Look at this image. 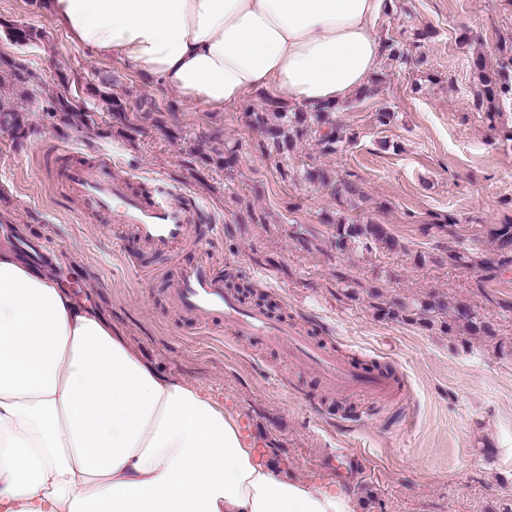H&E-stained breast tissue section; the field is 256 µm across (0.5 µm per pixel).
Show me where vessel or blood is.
I'll use <instances>...</instances> for the list:
<instances>
[{
    "instance_id": "1",
    "label": "vessel or blood",
    "mask_w": 512,
    "mask_h": 512,
    "mask_svg": "<svg viewBox=\"0 0 512 512\" xmlns=\"http://www.w3.org/2000/svg\"><path fill=\"white\" fill-rule=\"evenodd\" d=\"M65 178L71 191L89 209L111 213L113 223L130 225L147 248L172 254L188 244L196 247L198 260L181 268L170 291L174 306L195 325L207 328L222 323L236 336H262L285 342L295 363L316 371L332 387L385 399L397 397L396 385L383 375L361 374L339 361L326 344L313 341L263 310L244 306L212 271L210 236L218 232V225H210L208 233H201L200 209L184 195L165 190L144 198L130 193L126 182L113 177L108 165L94 174L71 166L66 169Z\"/></svg>"
}]
</instances>
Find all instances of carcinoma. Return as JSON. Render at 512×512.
<instances>
[{"instance_id": "cac0c4a2", "label": "carcinoma", "mask_w": 512, "mask_h": 512, "mask_svg": "<svg viewBox=\"0 0 512 512\" xmlns=\"http://www.w3.org/2000/svg\"><path fill=\"white\" fill-rule=\"evenodd\" d=\"M9 38L15 42H40L44 32L21 27L10 20H0ZM507 60L501 61L498 69L488 70L483 60L478 58L474 67L481 89L477 94L476 106L485 110L491 127H496L501 116L500 103L512 100V46L502 47ZM0 73L8 74L14 81L27 84L33 78L23 60L19 57L0 55ZM117 83L113 75L97 77V83L89 84L87 93L102 101L107 111L119 119L125 118L126 106L112 92ZM53 111L69 114L77 111L75 100L68 90L60 91L53 97ZM331 108L324 107L314 112L291 109L286 105H266L260 111L249 113L251 123L263 130L266 141L262 144L264 152L280 153L285 146L292 144L305 132L311 130L317 134L316 147L322 155L336 153L343 143L357 139V133L345 125L329 120ZM273 114L279 124L271 125L268 114ZM21 127L18 110L8 99L0 98V130H16ZM336 201L349 210L358 208V202L364 194L357 181L342 178L333 186ZM322 223L333 228L336 253L343 256H355L366 262L372 259L379 249L394 250L400 247L398 240L385 224L373 221L365 223L351 219L341 212L326 213ZM423 233L456 235V220L451 216H436L433 222L422 226ZM486 244H477L474 248H448L446 258L451 267L475 270L479 273L477 287L483 288L488 282L499 280L504 274L512 272V224H495L486 229ZM367 293L372 299V308L378 318L407 324H419L432 328L439 326L440 332L448 335L459 333L470 336H493L495 330L480 313L465 306H448V302L435 294L411 300H389L380 292L379 287L371 286Z\"/></svg>"}]
</instances>
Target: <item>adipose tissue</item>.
Returning a JSON list of instances; mask_svg holds the SVG:
<instances>
[{
    "mask_svg": "<svg viewBox=\"0 0 512 512\" xmlns=\"http://www.w3.org/2000/svg\"><path fill=\"white\" fill-rule=\"evenodd\" d=\"M70 42L191 104L307 111L366 87L386 0H39ZM0 512H353L289 481L199 386L157 373L0 248Z\"/></svg>",
    "mask_w": 512,
    "mask_h": 512,
    "instance_id": "obj_1",
    "label": "adipose tissue"
}]
</instances>
